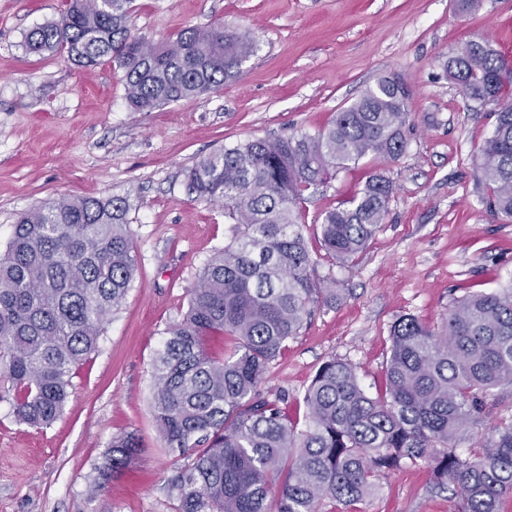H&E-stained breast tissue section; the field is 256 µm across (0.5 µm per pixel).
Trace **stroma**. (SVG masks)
<instances>
[{"label": "stroma", "mask_w": 512, "mask_h": 512, "mask_svg": "<svg viewBox=\"0 0 512 512\" xmlns=\"http://www.w3.org/2000/svg\"><path fill=\"white\" fill-rule=\"evenodd\" d=\"M65 7L0 0V252L21 212L119 195L128 199L137 271L96 352L74 368L52 425L19 422L0 378V512H173L165 480L183 459L164 447L152 419L153 363L205 263L234 238L223 209L186 189V170L203 156L315 133L391 72L412 89L407 148L385 167L395 191L368 249L334 262L318 233L325 211L380 167L373 157L337 169L301 204L317 271L345 298L317 307L259 384L266 395L287 393L297 415L325 361L351 362L377 395L397 319L438 326L468 289L512 281V223L492 218L475 175L494 119L443 70L449 51L480 37L512 59V0H480L464 13L455 0H134L132 30L153 42L211 24L258 42L239 79L150 112L129 108L111 61L79 67L62 53L26 51L28 30ZM130 433L142 447L134 474L96 490L113 439ZM431 482L412 466L386 473L357 510L454 512L452 492Z\"/></svg>", "instance_id": "stroma-1"}]
</instances>
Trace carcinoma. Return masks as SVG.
Returning <instances> with one entry per match:
<instances>
[{
	"instance_id": "obj_1",
	"label": "carcinoma",
	"mask_w": 512,
	"mask_h": 512,
	"mask_svg": "<svg viewBox=\"0 0 512 512\" xmlns=\"http://www.w3.org/2000/svg\"><path fill=\"white\" fill-rule=\"evenodd\" d=\"M132 0H68L59 19L31 29L30 53L63 52L82 67L104 59L122 72L135 112L203 95L238 78L256 41L224 26L189 27L155 43L131 31ZM484 38L448 53V76L495 117L476 174L492 215L512 223V78ZM411 88L392 74L365 89L316 134L255 139L224 148L186 172L188 192L224 207L231 244L205 265L182 320L154 362L151 414L166 448L184 463L167 477L174 512H346L372 496L377 479L404 464L452 483L457 512H499L512 493V415L491 431L489 408L512 389V286L454 303L439 330L414 316L391 329L385 391L373 397L356 367L326 361L303 402L304 425L288 396L257 386L286 342L319 305L343 300L336 280L317 274L302 233L304 195L336 168L373 156L383 164L407 147ZM395 183L368 176L351 199L326 211L320 243L332 258L363 252L383 223ZM127 198H61L23 213L0 256V374L13 411L47 427L69 398L73 369L98 347L136 272ZM235 340L218 360L211 336ZM471 444L467 454L457 451ZM138 440L118 437L102 481L136 459Z\"/></svg>"
}]
</instances>
